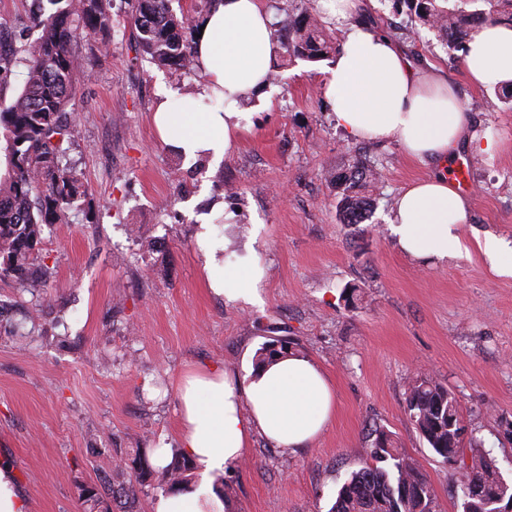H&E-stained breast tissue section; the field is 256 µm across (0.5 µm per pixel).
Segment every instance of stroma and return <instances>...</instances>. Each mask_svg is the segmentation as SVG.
Instances as JSON below:
<instances>
[{
    "label": "stroma",
    "instance_id": "1",
    "mask_svg": "<svg viewBox=\"0 0 512 512\" xmlns=\"http://www.w3.org/2000/svg\"><path fill=\"white\" fill-rule=\"evenodd\" d=\"M363 11L414 65H437L469 132L498 144L463 153L473 191L459 256L400 251L388 224L395 200L433 168L396 142H356L337 129L325 97L331 60L279 52L266 94L237 106L238 147L192 168L151 116L162 90L183 97L203 81L149 62L129 0H112L108 51L94 37L75 42L76 54L96 59L76 82L77 130L64 144L86 195L66 223L45 228L36 293L0 280V300L22 301L33 316L23 336L13 332L17 312L0 322V459L32 512H81L80 486L97 485L115 460L179 447L184 369L241 376L276 340L318 362L336 417L294 452L254 433L220 479L235 512H329L378 429L422 465L441 512H461L452 466L405 408L420 373L454 393L468 438L512 482V277L478 248L489 234L512 246V106L469 82L461 45L396 13L393 0H366ZM358 154L378 171L374 208L364 223L344 224L330 174ZM228 267L261 269L258 303L211 290Z\"/></svg>",
    "mask_w": 512,
    "mask_h": 512
}]
</instances>
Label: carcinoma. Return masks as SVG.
<instances>
[{
    "instance_id": "cac0c4a2",
    "label": "carcinoma",
    "mask_w": 512,
    "mask_h": 512,
    "mask_svg": "<svg viewBox=\"0 0 512 512\" xmlns=\"http://www.w3.org/2000/svg\"><path fill=\"white\" fill-rule=\"evenodd\" d=\"M493 0H454L451 7L439 0H409L414 14L436 28L447 41L463 43L470 28L486 22L491 12L466 6ZM64 0H32L28 22L38 38L18 49L0 44V75L21 65L24 86L12 103L0 107V130L6 139V171L0 176V278L35 283L32 270L40 251L44 228L65 221L85 190L82 173L64 162L55 136L70 137L76 129L72 111L75 75L89 73L94 62L72 49L80 36L107 31L112 0H81L77 14L62 6ZM131 23L143 53L158 66L197 70L187 32L192 19L178 17L169 0H130ZM288 55L318 62L335 51L324 25L309 10H302L280 33ZM378 172L360 159L336 171L337 206L343 224H362L371 213L364 189L375 185ZM407 412L433 453L455 465L462 512H492L485 502L468 497L471 488L500 490L512 497V483L504 480L496 460L481 449L461 448L464 425L460 407L448 388L421 374L409 385ZM190 459L171 449V459L156 471L143 448L136 449L132 465L117 467L100 478V486L79 496L82 512H130L136 488L155 475L166 491L190 482ZM330 512H439L433 485L422 466L394 446L383 431L377 433L370 459L350 473L339 489Z\"/></svg>"
}]
</instances>
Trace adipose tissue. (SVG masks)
<instances>
[{"label":"adipose tissue","mask_w":512,"mask_h":512,"mask_svg":"<svg viewBox=\"0 0 512 512\" xmlns=\"http://www.w3.org/2000/svg\"><path fill=\"white\" fill-rule=\"evenodd\" d=\"M323 7L344 31L326 93L337 128L352 139L396 141L408 157L438 166L395 202L390 223L400 249L418 259L456 255L455 228L466 222L470 203L448 178V157L464 143L493 152L495 141L468 134L462 102L439 69L415 67L387 33L356 22L360 0H323ZM198 24L194 51L206 82L194 97L164 93L152 120L159 137L185 156L218 158L237 145L242 115L236 105L267 85L279 46L261 0H214ZM463 54L473 85H512V24L475 29ZM177 387L180 445L200 481L159 496L152 512H224L214 484L242 458L253 433L293 451L336 416L331 383L300 354L241 378L217 366L192 367Z\"/></svg>","instance_id":"adipose-tissue-1"}]
</instances>
